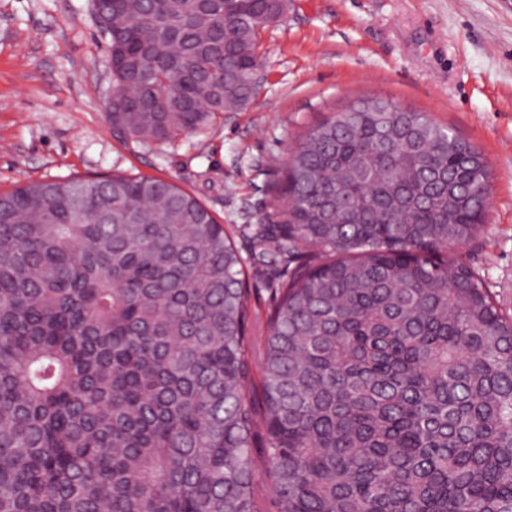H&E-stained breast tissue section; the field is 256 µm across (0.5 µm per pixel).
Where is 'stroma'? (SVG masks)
Returning a JSON list of instances; mask_svg holds the SVG:
<instances>
[{"label":"stroma","instance_id":"obj_1","mask_svg":"<svg viewBox=\"0 0 512 512\" xmlns=\"http://www.w3.org/2000/svg\"><path fill=\"white\" fill-rule=\"evenodd\" d=\"M263 80L245 109L170 143L119 134L108 43L92 0H0V190L74 175L169 180L199 199L247 261L249 360L261 374L278 270L256 257L272 186L304 134L367 96L425 113L491 169L486 221L458 248L512 310V0H288L263 31Z\"/></svg>","mask_w":512,"mask_h":512}]
</instances>
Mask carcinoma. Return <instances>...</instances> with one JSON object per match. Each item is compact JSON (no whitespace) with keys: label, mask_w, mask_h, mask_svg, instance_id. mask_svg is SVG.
Instances as JSON below:
<instances>
[{"label":"carcinoma","mask_w":512,"mask_h":512,"mask_svg":"<svg viewBox=\"0 0 512 512\" xmlns=\"http://www.w3.org/2000/svg\"><path fill=\"white\" fill-rule=\"evenodd\" d=\"M112 125L171 142L248 105L285 0H93ZM372 96L309 129L254 246L282 273L260 401L244 260L115 173L0 193V512H512V314L456 256L482 152ZM263 412L267 446L251 436Z\"/></svg>","instance_id":"1"}]
</instances>
